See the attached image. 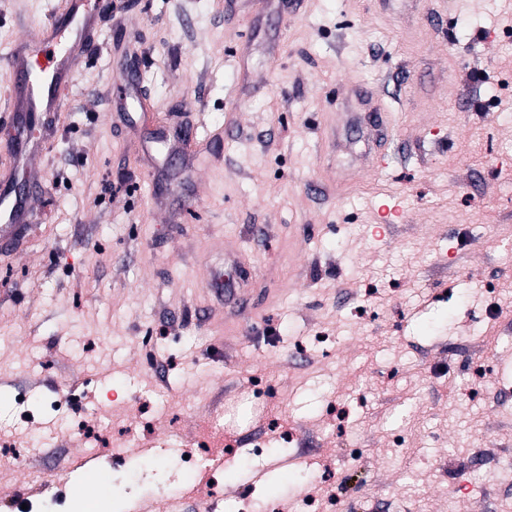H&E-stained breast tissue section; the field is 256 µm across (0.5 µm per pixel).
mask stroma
<instances>
[{
    "label": "stroma",
    "instance_id": "35a3bbf8",
    "mask_svg": "<svg viewBox=\"0 0 512 512\" xmlns=\"http://www.w3.org/2000/svg\"><path fill=\"white\" fill-rule=\"evenodd\" d=\"M116 2L0 248V512H75L79 469L112 512L210 483L212 512H512L473 466L512 458V0ZM54 3L0 0V92ZM152 109L197 128L192 175ZM221 412L223 468L184 464Z\"/></svg>",
    "mask_w": 512,
    "mask_h": 512
}]
</instances>
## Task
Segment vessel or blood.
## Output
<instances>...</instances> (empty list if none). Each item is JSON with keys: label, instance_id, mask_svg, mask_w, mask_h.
I'll list each match as a JSON object with an SVG mask.
<instances>
[{"label": "vessel or blood", "instance_id": "b4317fda", "mask_svg": "<svg viewBox=\"0 0 512 512\" xmlns=\"http://www.w3.org/2000/svg\"><path fill=\"white\" fill-rule=\"evenodd\" d=\"M112 0H62L40 29L16 41L9 53L11 84L0 123L13 128L0 144V225L16 227L33 220L29 200L38 189L30 182L33 161L48 151L56 119L67 106L66 90L79 65L99 47L103 16ZM39 137H32V127Z\"/></svg>", "mask_w": 512, "mask_h": 512}]
</instances>
